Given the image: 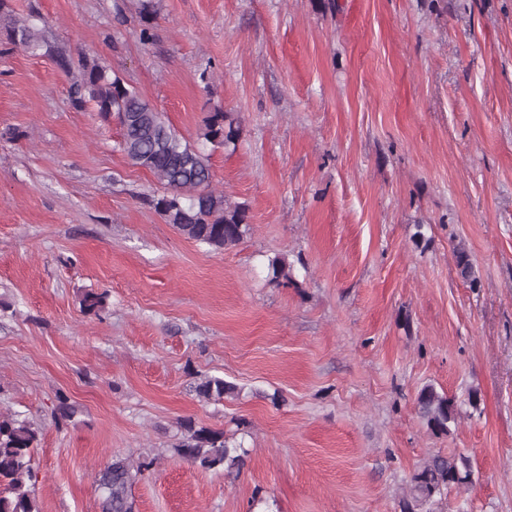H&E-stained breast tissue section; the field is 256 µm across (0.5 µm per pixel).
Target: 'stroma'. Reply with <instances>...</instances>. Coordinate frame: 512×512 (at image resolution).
Listing matches in <instances>:
<instances>
[{"mask_svg":"<svg viewBox=\"0 0 512 512\" xmlns=\"http://www.w3.org/2000/svg\"><path fill=\"white\" fill-rule=\"evenodd\" d=\"M154 3L144 41L140 0H8L51 47L0 36V412L40 431V512H100L129 455L154 461L135 512H406L436 454L471 481L416 512H512V0ZM85 57L190 145L240 119L210 156L238 246L153 208L118 119L71 101ZM185 419L243 441L238 477L177 454ZM241 131L240 122L228 112H214L201 133V139L213 147L236 146ZM195 388L199 396L214 401L223 400L237 391L236 385L219 377L204 378ZM417 401L419 412L428 428L436 434L448 433L449 424L455 422L457 414L453 402L432 386L423 388Z\"/></svg>","mask_w":512,"mask_h":512,"instance_id":"35a3bbf8","label":"stroma"}]
</instances>
